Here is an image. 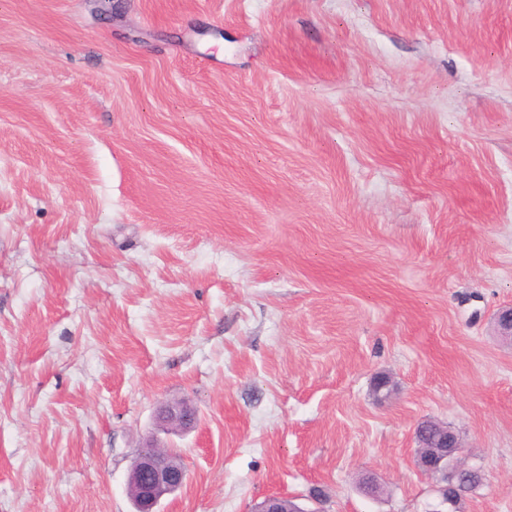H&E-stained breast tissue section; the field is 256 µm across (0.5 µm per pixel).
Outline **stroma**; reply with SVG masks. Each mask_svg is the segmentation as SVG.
I'll return each instance as SVG.
<instances>
[{
	"label": "stroma",
	"instance_id": "1",
	"mask_svg": "<svg viewBox=\"0 0 512 512\" xmlns=\"http://www.w3.org/2000/svg\"><path fill=\"white\" fill-rule=\"evenodd\" d=\"M511 305L512 0H0V512H512ZM157 421V431L140 446L127 478V490L136 512H158L161 500L179 491L187 481L180 456L160 433L190 431L197 423V413L187 403L175 402L160 409ZM426 421L427 419L417 423L414 438L417 444V467L435 481L436 498L429 512H451L456 502L454 492H457L458 487L465 483L463 477L472 472H479L484 476L486 474L481 467L478 470H472V466L461 458L463 446L460 437L447 424L434 423L432 438L424 439L421 429ZM419 448H437V450L433 456L423 461ZM297 498L282 495H266L255 504L251 512H324L320 507L314 509L303 508L297 503Z\"/></svg>",
	"mask_w": 512,
	"mask_h": 512
}]
</instances>
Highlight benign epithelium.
<instances>
[{
    "mask_svg": "<svg viewBox=\"0 0 512 512\" xmlns=\"http://www.w3.org/2000/svg\"><path fill=\"white\" fill-rule=\"evenodd\" d=\"M157 421V431L140 446L127 478V490L136 512H158L161 500L179 491L187 481L180 456L170 449L161 434L191 430L197 423V413L187 403L175 402L160 409ZM422 428L420 421L414 429L417 447L435 449L433 456L425 461L421 454H416L419 470L435 481L436 498L430 512H453L455 492L463 477L472 472L471 465L461 458L462 442L448 425L433 424L430 439L422 437ZM310 499L317 504L316 508H304L292 497L267 495L251 512H324L319 507L321 497L312 494Z\"/></svg>",
    "mask_w": 512,
    "mask_h": 512,
    "instance_id": "obj_1",
    "label": "benign epithelium"
}]
</instances>
